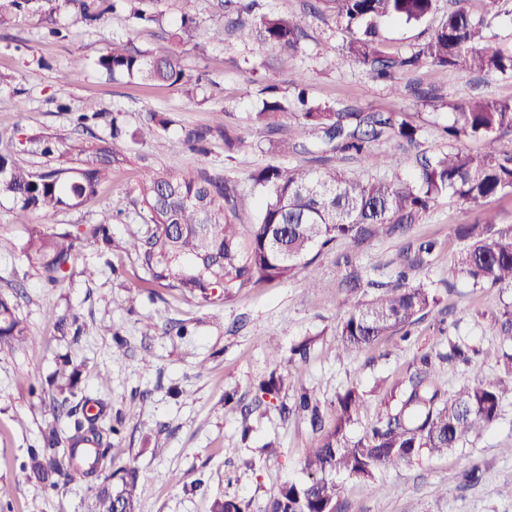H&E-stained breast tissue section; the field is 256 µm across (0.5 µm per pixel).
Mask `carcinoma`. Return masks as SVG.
<instances>
[{
    "instance_id": "cac0c4a2",
    "label": "carcinoma",
    "mask_w": 512,
    "mask_h": 512,
    "mask_svg": "<svg viewBox=\"0 0 512 512\" xmlns=\"http://www.w3.org/2000/svg\"><path fill=\"white\" fill-rule=\"evenodd\" d=\"M101 0H0V28L18 16H35L55 33V14L75 13L84 21L103 16ZM128 17L149 22L155 15L147 0H121ZM336 19L352 31L342 55L362 67L372 79L385 82L400 97H415L454 111L448 137L458 143L479 140L482 150L462 146L431 157H422L410 179L362 180L341 171L321 172L305 167L269 164L252 175L262 188L264 206L258 220L248 226L235 223L239 207L237 186L221 171L206 169H155L138 186L139 203L149 216L143 234L130 235L124 250L135 255L148 282L162 288L207 300L213 291L228 300L245 288L265 282L293 280L303 275L309 290L320 287L314 263L323 249L339 240L359 248L366 242L407 234L421 223L438 198H455L476 211L474 221L457 224L453 233L461 248L448 265V274L463 275L474 285L512 288V224L485 208L496 197L512 196V152L501 149L512 135V97L493 94L448 100L434 91L404 84L399 74L422 63L489 77L512 74V50L486 40L485 18L469 9L470 0H455L441 25L416 50L388 54L378 40L380 26L399 21L418 24L438 9V0H321ZM242 38L255 37L293 55L306 36V23L297 16L261 14L254 22L233 21ZM109 74L123 73L144 81L183 86V51L168 48L144 55L122 41L112 42L98 59ZM288 122H283V118ZM110 120L108 137H99L85 167L50 168L41 171L19 165L0 151V196L12 199L13 218L30 224L24 253L28 263L51 286L62 282L75 262L79 242L105 235L101 224L72 231H50L36 225L64 205H78L98 194L101 183L122 166L126 155L117 141L127 135L142 142L154 137L168 119L150 112L133 133H128L109 113L92 105L77 116L78 124ZM254 120L263 128L274 151L309 154L311 148L327 155L348 153L369 167L400 165V158L373 144L382 140L399 147L414 144L420 128L403 112H378L350 106L336 107L308 99L298 89L293 103L272 89ZM436 250L430 239H414L397 254L399 267L392 283L363 280L355 271L347 276L353 291L373 289V297L355 305L341 322L342 351L350 354L379 337L409 334L439 303L437 289L407 283V270L429 264ZM16 300L0 295V344L24 342L27 327L16 314ZM424 369L410 376L378 421L359 439L347 436L362 400L349 389L338 396L332 424L324 427L303 394L298 408L312 410L311 423L320 432L316 446L304 457L308 481L283 485L268 512H337L339 487L331 475L342 472L372 482L385 470L412 463L423 451L444 454L458 447L470 434L491 426L500 404L512 396V368L508 378L482 376L449 396L432 377L428 358ZM78 368L64 363L54 374L56 394L49 404L52 423L44 432L45 446L28 452L25 469L41 488L95 479L90 489L98 504L95 512H137L135 477H121L112 486V434L117 429L103 423L102 414L90 415L72 405ZM67 421L70 435L61 440L56 424ZM66 447H61V444ZM211 512H248L237 499H217Z\"/></svg>"
}]
</instances>
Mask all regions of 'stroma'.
<instances>
[{
    "label": "stroma",
    "mask_w": 512,
    "mask_h": 512,
    "mask_svg": "<svg viewBox=\"0 0 512 512\" xmlns=\"http://www.w3.org/2000/svg\"><path fill=\"white\" fill-rule=\"evenodd\" d=\"M316 4L260 0V12L306 16L307 36L299 52L284 57L267 43L216 35L224 18L235 17L234 8L220 15L214 0H196L197 29L183 46L184 88L110 75L96 64L115 41H131L149 53L172 46L180 0H158V22L137 26L119 10L93 27L58 15L59 38L48 36L34 19L0 29V148L25 142L15 154L18 162L36 169L80 166L79 158L63 151L41 155L35 139L49 136L63 148L80 136L88 142L108 136L102 123L79 134L73 115L89 104L131 129L149 112L169 119L152 141L122 142L129 162L95 198L44 218L46 226L73 230L108 225L115 242L111 248L83 242L61 286L46 285L29 266L23 253L29 227L14 223L11 201L0 198V294L17 295V314L28 332L27 342L0 346V482L12 486L10 496L0 500V512H89L86 484L38 492L22 469L28 449L40 446L46 428L49 380L67 360L80 370L79 396L90 398L106 423L119 430L112 438V470L135 474L138 512H211L217 498L242 500L249 512H266L281 485L307 478L303 459L318 436L309 416L295 408L303 391L315 394L328 423L337 395L356 389L363 405L348 434L357 438L383 413L392 390L416 372L421 356H430L436 378L450 394L474 378L505 375L504 357L512 354V343L503 340L499 322L512 311V288H480L463 277L449 278L448 265L459 247L453 227L475 217L472 208L453 199L440 198L408 237L371 241L355 255L365 278L388 282L395 274L392 260L407 238L436 241L430 264L413 271L409 282L441 289L442 302L408 338L387 336L348 355L341 350L338 328L356 298L337 288L345 275L338 258L351 250L346 242L318 257L321 289L308 290L298 279L272 281L208 302L147 284L135 256L117 249L130 233L146 229L137 186L152 168L223 169L240 194L238 223H256L264 195L252 173L270 164L312 160L308 154L277 155L252 120L266 87L294 99L299 74L314 101L402 111L421 129L418 146L407 147L398 169H367L340 154L328 168L365 180L408 178L417 152L450 149L443 129L454 120L451 110L396 97L345 61L347 32L332 12L316 11ZM453 5L454 0H439L437 15L419 25L385 24L380 29L384 50L411 52ZM407 79L440 89L452 100L484 92L512 97L510 76L426 64ZM220 119L244 140L234 159H227L219 137L210 140L204 154L184 145L188 132ZM118 195L127 197L128 209L116 219L112 199ZM71 315L78 316L82 331L61 336L56 320ZM452 341L470 346L468 361L447 359ZM271 343L281 347L278 358L268 356ZM302 344L308 347L306 358L294 357L293 349ZM272 374L281 376L282 386L277 399L267 403L258 386ZM475 464L482 470L480 481L465 483L463 473ZM335 480L339 512H512V497L505 493L512 485V397L502 401L492 426L444 456L421 454L371 483L342 474Z\"/></svg>",
    "instance_id": "35a3bbf8"
}]
</instances>
